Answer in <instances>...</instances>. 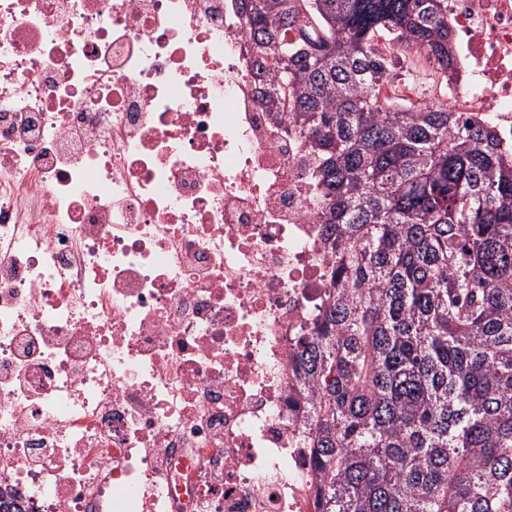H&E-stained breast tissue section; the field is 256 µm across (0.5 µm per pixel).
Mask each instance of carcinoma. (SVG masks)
Masks as SVG:
<instances>
[{"mask_svg": "<svg viewBox=\"0 0 512 512\" xmlns=\"http://www.w3.org/2000/svg\"><path fill=\"white\" fill-rule=\"evenodd\" d=\"M314 164L328 302L299 340L318 512H512V167L493 132L386 87L448 83L444 0H243Z\"/></svg>", "mask_w": 512, "mask_h": 512, "instance_id": "cac0c4a2", "label": "carcinoma"}]
</instances>
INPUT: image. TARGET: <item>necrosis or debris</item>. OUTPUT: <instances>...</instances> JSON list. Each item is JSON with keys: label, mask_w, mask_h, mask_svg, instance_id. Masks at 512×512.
<instances>
[{"label": "necrosis or debris", "mask_w": 512, "mask_h": 512, "mask_svg": "<svg viewBox=\"0 0 512 512\" xmlns=\"http://www.w3.org/2000/svg\"><path fill=\"white\" fill-rule=\"evenodd\" d=\"M512 160V0H448ZM238 0H0V488L22 512H315L292 368L311 161Z\"/></svg>", "instance_id": "1"}]
</instances>
